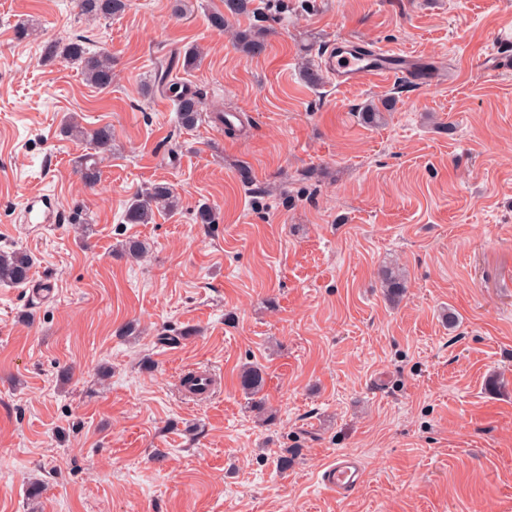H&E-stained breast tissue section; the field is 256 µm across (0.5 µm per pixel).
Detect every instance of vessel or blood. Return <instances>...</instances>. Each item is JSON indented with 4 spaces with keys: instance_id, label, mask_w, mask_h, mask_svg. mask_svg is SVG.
<instances>
[{
    "instance_id": "b4317fda",
    "label": "vessel or blood",
    "mask_w": 512,
    "mask_h": 512,
    "mask_svg": "<svg viewBox=\"0 0 512 512\" xmlns=\"http://www.w3.org/2000/svg\"><path fill=\"white\" fill-rule=\"evenodd\" d=\"M321 70L337 86L359 84L374 79L396 78L417 81L429 86L448 83V70L439 62L422 68L416 56L384 48L370 47L353 38L342 36L322 54ZM179 389L184 396L204 398L215 389V378L207 371H196L180 377ZM363 469L351 454L340 453L323 467L322 484L337 496H347L360 485Z\"/></svg>"
}]
</instances>
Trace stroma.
Segmentation results:
<instances>
[{"instance_id": "1", "label": "stroma", "mask_w": 512, "mask_h": 512, "mask_svg": "<svg viewBox=\"0 0 512 512\" xmlns=\"http://www.w3.org/2000/svg\"><path fill=\"white\" fill-rule=\"evenodd\" d=\"M223 8L130 0L89 21L73 0H0V247L54 287L36 305L0 287V512H512V71L483 64L512 53V0H251L218 31ZM258 29L245 55L234 35ZM342 35L473 66L440 86L307 81L302 59ZM77 36L111 54V89L43 58ZM191 45L200 62L171 74L203 103L186 130L154 73ZM69 115L112 128L95 188ZM155 182L177 210L122 225ZM33 194L50 223H25ZM125 233L147 257L117 255ZM199 369L223 387L184 399ZM339 453L365 468L347 498L320 482ZM240 379V384L243 391L247 395L252 396L251 407L254 409V411H257L258 413L264 412L263 401L255 397L261 392L264 386V371L258 365L248 366L242 372Z\"/></svg>"}]
</instances>
